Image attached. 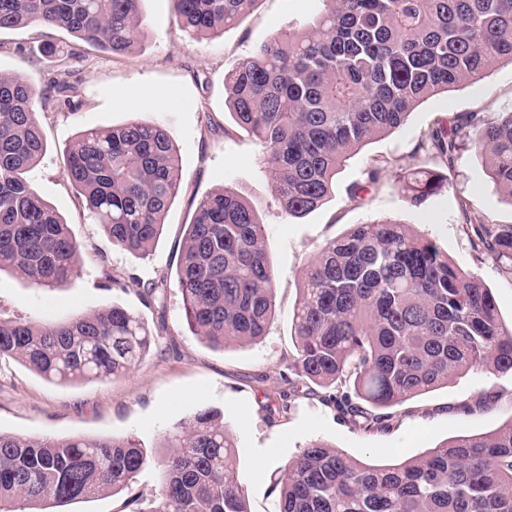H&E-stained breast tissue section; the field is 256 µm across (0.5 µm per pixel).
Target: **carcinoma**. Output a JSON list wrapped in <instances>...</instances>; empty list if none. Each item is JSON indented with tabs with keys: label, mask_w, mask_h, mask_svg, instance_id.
I'll use <instances>...</instances> for the list:
<instances>
[{
	"label": "carcinoma",
	"mask_w": 512,
	"mask_h": 512,
	"mask_svg": "<svg viewBox=\"0 0 512 512\" xmlns=\"http://www.w3.org/2000/svg\"><path fill=\"white\" fill-rule=\"evenodd\" d=\"M257 0H172L192 38L216 37ZM141 0H0V31L61 29L121 54L145 35ZM301 30L272 35L224 75L238 126L261 144L271 190L290 216L324 205L336 175L371 140L402 126L424 100L473 84L512 63V0H323ZM55 78L35 88L0 75V272L37 287L66 282L81 244L24 177L45 151L36 104L70 97ZM469 148L486 160L495 191L512 201V111L432 123L420 149L435 169L401 176L417 207L448 187L446 171ZM384 167L352 187L361 205ZM63 176L112 247L146 254L182 180L162 125L131 122L75 139ZM473 249L512 278V224H497L457 198ZM293 313L297 377L330 391L342 418L364 432L393 427L390 408L473 371L512 372V330L484 281L461 271L433 241L395 221L354 224L301 272ZM178 287L193 334L215 348L255 343L274 319L277 273L265 226L242 194L203 198L186 230ZM155 344L135 313L114 305L67 323L0 319V359L51 383L128 372ZM156 459L132 438L56 440L0 432V512H45L132 489L146 467L159 490L130 495L127 512H250L234 437L213 410H194ZM278 512H512V420L461 433L419 457L371 465L313 440L284 466Z\"/></svg>",
	"instance_id": "obj_1"
}]
</instances>
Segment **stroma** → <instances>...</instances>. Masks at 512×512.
Returning <instances> with one entry per match:
<instances>
[{
    "label": "stroma",
    "instance_id": "1",
    "mask_svg": "<svg viewBox=\"0 0 512 512\" xmlns=\"http://www.w3.org/2000/svg\"><path fill=\"white\" fill-rule=\"evenodd\" d=\"M321 8V0H258L223 34L202 40L181 30L171 0H142L145 36L120 55L99 52L57 29L0 31V74L24 75L38 87L60 68L38 54V46L66 42L83 58L70 77L75 96L39 111L46 152L27 174L81 243L77 268L54 288L1 272L0 318L66 322L118 304L160 331L129 373L104 381L51 383L19 361L1 360L0 432L56 439L131 436L159 458L166 453L167 434L190 411L212 409L234 435L238 475L251 512H277L282 466L311 439L385 465L421 455L457 432L486 433L512 418L511 373L475 371L407 401L398 407L393 428L377 434L343 420L333 404L323 401L321 388L292 380L300 273L320 246L368 220L396 221L436 241L457 267L484 280L501 321L512 323V279L500 275L495 262L479 261L459 226L461 197L489 221L512 224V201L496 193L484 159L462 150L448 174V190L420 206H410L397 188L406 170L429 167L418 146L432 122L459 112L495 116L512 111V63L499 62L478 83L427 99L404 126L347 161L320 208L290 217L273 196L261 146L231 117L224 75L271 35L305 25ZM129 122L167 127L182 162L181 185L163 232L144 256L113 249L62 174L66 153L82 131ZM374 159L387 161L385 177L372 188L367 204L356 206L349 189L364 180ZM221 188L243 193L256 207L278 281L266 336L255 344L217 349L189 330L176 269L198 202ZM104 259L117 280L109 288L99 272ZM160 281L167 288L165 305L148 304L146 288Z\"/></svg>",
    "mask_w": 512,
    "mask_h": 512
}]
</instances>
